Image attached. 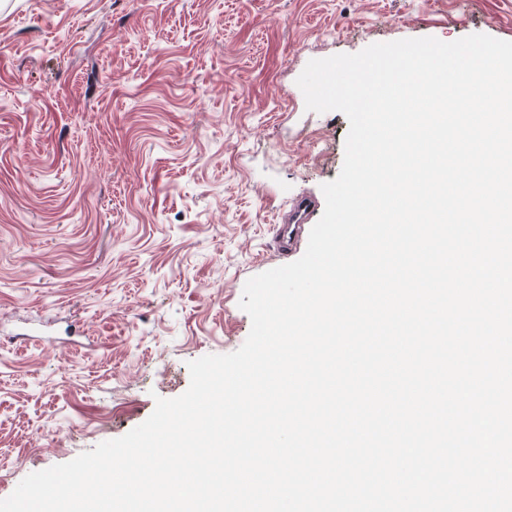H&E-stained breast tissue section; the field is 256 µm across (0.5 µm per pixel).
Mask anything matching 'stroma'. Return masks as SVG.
Segmentation results:
<instances>
[{
  "mask_svg": "<svg viewBox=\"0 0 512 512\" xmlns=\"http://www.w3.org/2000/svg\"><path fill=\"white\" fill-rule=\"evenodd\" d=\"M512 41V0H0V499L143 423L228 354L275 218L349 130L308 61Z\"/></svg>",
  "mask_w": 512,
  "mask_h": 512,
  "instance_id": "1",
  "label": "stroma"
}]
</instances>
